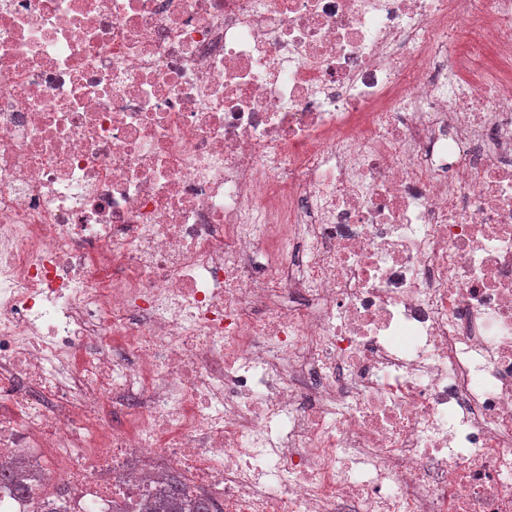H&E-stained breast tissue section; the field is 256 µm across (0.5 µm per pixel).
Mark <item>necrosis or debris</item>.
Returning <instances> with one entry per match:
<instances>
[{
	"mask_svg": "<svg viewBox=\"0 0 512 512\" xmlns=\"http://www.w3.org/2000/svg\"><path fill=\"white\" fill-rule=\"evenodd\" d=\"M0 512H512V0H0ZM143 512H218L208 495L191 494L183 483L172 477L159 494L146 501Z\"/></svg>",
	"mask_w": 512,
	"mask_h": 512,
	"instance_id": "1",
	"label": "necrosis or debris"
}]
</instances>
